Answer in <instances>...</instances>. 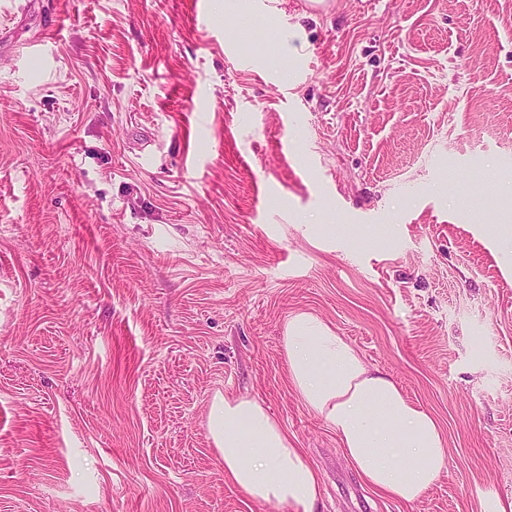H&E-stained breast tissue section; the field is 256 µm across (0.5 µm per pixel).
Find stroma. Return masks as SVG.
<instances>
[{"mask_svg":"<svg viewBox=\"0 0 512 512\" xmlns=\"http://www.w3.org/2000/svg\"><path fill=\"white\" fill-rule=\"evenodd\" d=\"M511 226L512 0H0V512H276L224 477L219 391L319 512H500ZM301 312L437 419L421 500L300 401Z\"/></svg>","mask_w":512,"mask_h":512,"instance_id":"35a3bbf8","label":"stroma"}]
</instances>
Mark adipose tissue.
I'll return each mask as SVG.
<instances>
[{
  "label": "adipose tissue",
  "mask_w": 512,
  "mask_h": 512,
  "mask_svg": "<svg viewBox=\"0 0 512 512\" xmlns=\"http://www.w3.org/2000/svg\"><path fill=\"white\" fill-rule=\"evenodd\" d=\"M283 348L298 397L335 431L358 475L376 492L421 500L447 460L435 419L312 314L288 321ZM207 429L226 480L250 500L315 512L322 498L318 473L262 403L215 394Z\"/></svg>",
  "instance_id": "obj_1"
}]
</instances>
